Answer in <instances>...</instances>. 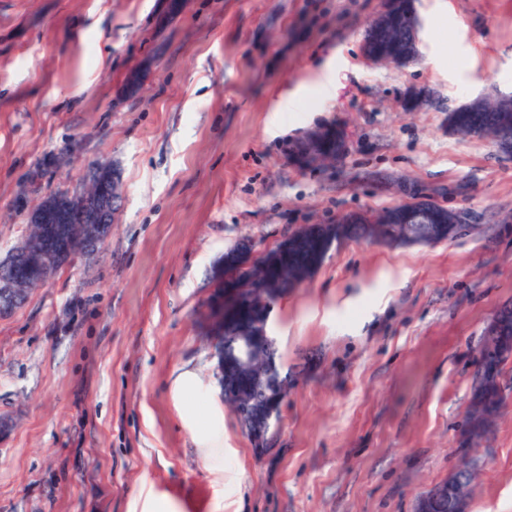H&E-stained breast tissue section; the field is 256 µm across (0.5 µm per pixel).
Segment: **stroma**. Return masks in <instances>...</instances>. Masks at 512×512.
<instances>
[{
    "label": "stroma",
    "instance_id": "obj_1",
    "mask_svg": "<svg viewBox=\"0 0 512 512\" xmlns=\"http://www.w3.org/2000/svg\"><path fill=\"white\" fill-rule=\"evenodd\" d=\"M181 2L0 0V256L97 163L123 190L98 254L0 316V512H415L471 450L468 512H512V400L466 424L512 307V155L448 130L512 95V0H416L405 68L363 57L381 0ZM340 123L341 162L294 165ZM423 197L471 224L345 242L274 305L288 394L256 455L214 378L225 249ZM327 131H331L335 135L337 133L342 139L346 150L348 145V132L344 125L338 124L335 126H323L316 128L309 132L300 141L301 152L298 154L300 160L295 156V161L298 167L303 169L325 168L336 164V162L340 160V158L336 161L326 160L318 151V145ZM446 209V208H444ZM449 211L450 219L453 224H435L438 226V236L439 239L436 241V238L433 233L421 231V232H414L412 228H407L406 226H401L399 228V234L403 237L408 238L410 241L414 242L415 244H423V245H431L437 242L445 241L448 239L454 238L458 233V225L457 224H464V216L459 211L454 210H448Z\"/></svg>",
    "mask_w": 512,
    "mask_h": 512
}]
</instances>
